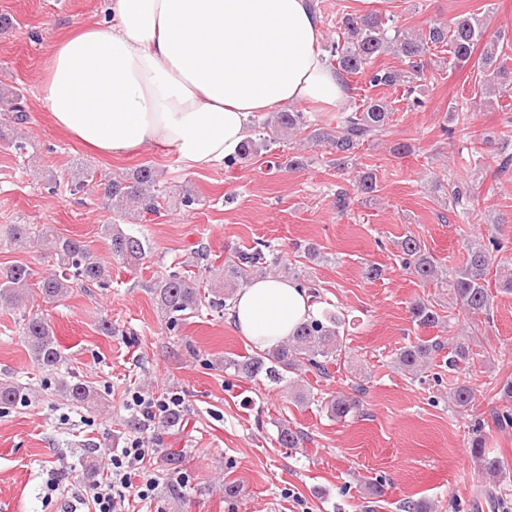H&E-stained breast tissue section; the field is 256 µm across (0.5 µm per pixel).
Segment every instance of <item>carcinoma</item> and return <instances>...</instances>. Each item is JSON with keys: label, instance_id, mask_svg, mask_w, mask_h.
<instances>
[{"label": "carcinoma", "instance_id": "obj_1", "mask_svg": "<svg viewBox=\"0 0 512 512\" xmlns=\"http://www.w3.org/2000/svg\"><path fill=\"white\" fill-rule=\"evenodd\" d=\"M489 21L486 16L469 15L456 19L449 25L431 24L427 29L411 34L398 26L391 16L377 13L357 15L344 13L338 21V38L329 45V62L342 75H362L374 88L404 87L412 93L421 80L425 68V56L433 47L448 48V65L462 69L472 64L479 75V99L496 91L512 88V71L499 60V40L487 35ZM483 45L477 59H472L477 45ZM391 53L405 64L402 69L376 66V60ZM0 110L12 114V123L20 125L27 120L22 97L14 93L0 99ZM393 112L392 102L385 97H369L343 112L333 121L323 125L311 123L303 112H276L272 119L261 122L263 136L247 138L241 146V154L248 156L262 151L268 152L284 133L313 128L312 140L335 151L341 163L358 166L357 150L364 142L378 136L389 123ZM156 174L152 167L141 166L126 178H112L104 187V208L121 217L134 213H156L158 206L154 187ZM448 198L455 206L466 210L470 194L461 182L448 184ZM101 231L109 241L112 254L121 260L136 265L150 253L146 238L136 232L123 230L117 224H104ZM9 237L15 244L29 248H47L54 256L57 269L39 279H34L33 269L24 263H15L0 268V303L5 306L23 304L35 293L52 303L65 298L76 286H104L110 279L109 271L93 255L84 241L66 237L56 232L50 224H14ZM501 249L495 241L484 245L476 240L465 244L464 264L453 273L441 272L436 262L422 249L421 242L412 235L400 241L403 268L408 274L424 282L449 289L453 303L469 314L490 311L488 292L492 262L489 248ZM284 271L295 281L310 288L316 302H321V293L315 281L301 276L288 267L287 259L271 258L260 250L242 251L236 259L224 263V267L212 270L213 287L204 296L193 282L179 272H171L159 279L153 287L157 308L171 331L178 329L185 316L194 314L207 306L224 309L231 306L235 293L250 281L254 273ZM412 322L418 327H435L442 320L436 307L429 301H417L410 307ZM345 317L340 311L325 309L319 316L301 324L293 335L284 338L276 346L256 352L242 360L227 358L224 368L232 369L248 378L262 377L271 384L284 381L297 383L295 376L310 371L319 377L328 374L327 364L336 353L342 351ZM23 336L28 352L40 367L56 371L65 363V357L51 326L35 313L24 325ZM445 344L435 339L420 340L404 346L396 353L395 363L406 373L416 375L427 368L435 353ZM471 350L468 339L457 337L448 351V368L456 369L469 363ZM59 395L76 407L97 406L102 396L88 382L75 375L57 378ZM354 394H339L327 401H320L329 417L342 419L357 410L358 394L363 386L355 383ZM450 401L457 407H467L475 399V393L467 385L453 388ZM26 400V388L8 380H0V409ZM307 435L290 423L278 425L277 440L283 448L300 447ZM471 450L479 461L482 471L499 477L506 466L486 449V437L482 425L475 428Z\"/></svg>", "mask_w": 512, "mask_h": 512}]
</instances>
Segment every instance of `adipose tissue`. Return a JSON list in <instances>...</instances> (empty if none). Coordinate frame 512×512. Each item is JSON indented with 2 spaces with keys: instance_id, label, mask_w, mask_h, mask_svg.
Wrapping results in <instances>:
<instances>
[{
  "instance_id": "1",
  "label": "adipose tissue",
  "mask_w": 512,
  "mask_h": 512,
  "mask_svg": "<svg viewBox=\"0 0 512 512\" xmlns=\"http://www.w3.org/2000/svg\"><path fill=\"white\" fill-rule=\"evenodd\" d=\"M112 21L51 50L39 99L54 123L100 152L173 151L189 169L233 158L258 114L350 100L318 50L311 0H110ZM317 305L285 278L253 279L230 322L267 349Z\"/></svg>"
}]
</instances>
